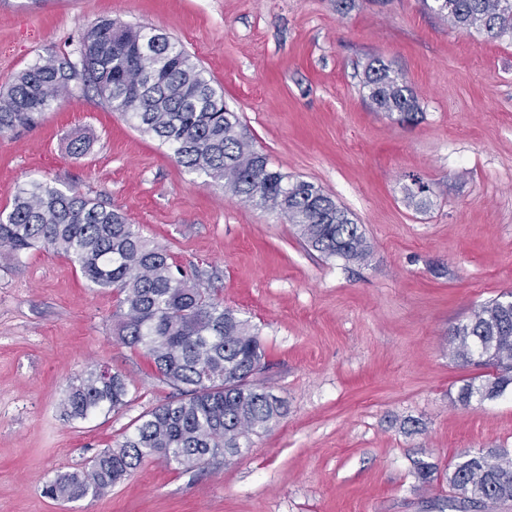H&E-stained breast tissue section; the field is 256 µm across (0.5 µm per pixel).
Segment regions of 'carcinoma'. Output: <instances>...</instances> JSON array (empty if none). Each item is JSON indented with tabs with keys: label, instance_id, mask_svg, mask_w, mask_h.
Wrapping results in <instances>:
<instances>
[{
	"label": "carcinoma",
	"instance_id": "carcinoma-1",
	"mask_svg": "<svg viewBox=\"0 0 512 512\" xmlns=\"http://www.w3.org/2000/svg\"><path fill=\"white\" fill-rule=\"evenodd\" d=\"M454 27L491 38L512 37V0H432ZM78 61L55 48L0 90V137L35 125L64 93L89 88L139 130L157 137L178 165L224 184L235 196L270 209L296 226L326 257L364 260L368 242L347 210L313 183L273 166L244 132L237 113L211 85L183 45L167 36L100 19L77 34ZM363 85L376 109L401 122L416 119L417 100L402 77L376 60ZM33 248L68 258L91 284L119 295L121 341L141 348L157 378L172 389L143 414L132 434L95 455L82 473H59L45 486L52 498L99 497L143 463L161 459L187 469L219 454L233 456L242 440L268 431L284 402L253 381L264 349L256 329L207 289L174 268L167 249L142 235L118 211L73 188L31 181L0 210V250L14 261ZM452 356L490 372L467 381L456 402L469 406L512 390V299L503 293L448 331ZM118 372L91 369L67 388L65 414L86 419L127 403ZM418 479L437 466L413 462ZM448 494L438 512H491L512 501V453L468 451L445 474Z\"/></svg>",
	"mask_w": 512,
	"mask_h": 512
}]
</instances>
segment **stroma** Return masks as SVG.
Listing matches in <instances>:
<instances>
[{
    "label": "stroma",
    "mask_w": 512,
    "mask_h": 512,
    "mask_svg": "<svg viewBox=\"0 0 512 512\" xmlns=\"http://www.w3.org/2000/svg\"><path fill=\"white\" fill-rule=\"evenodd\" d=\"M101 18L178 40L256 148L321 187L360 225L362 263L327 258L278 212L178 166L96 94L56 100L0 137V209L32 180L112 206L201 287L248 319L265 349L257 382L285 402L233 457L184 469L152 460L103 496L44 494L85 470L171 390L121 342L115 292L40 248L0 259V512H425L447 468L512 451V392L462 407L448 331L512 292V39L453 28L421 0H0V87ZM375 59L419 105L402 123L362 84ZM84 137L87 150L68 145ZM431 188L405 199L413 179ZM123 374L127 404L62 413L72 379Z\"/></svg>",
    "instance_id": "stroma-1"
}]
</instances>
